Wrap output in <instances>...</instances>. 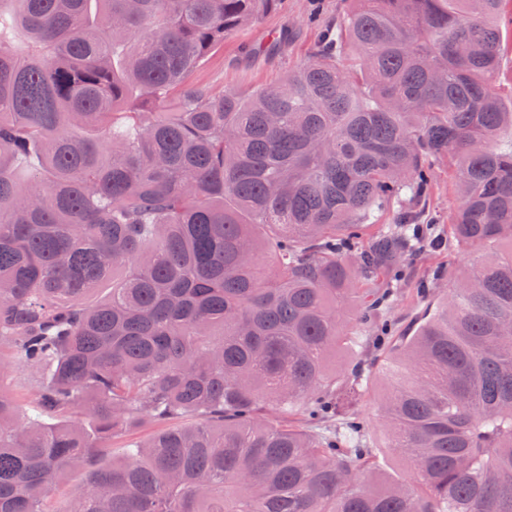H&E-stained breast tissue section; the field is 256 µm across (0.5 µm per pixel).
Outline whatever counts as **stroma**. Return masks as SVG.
Returning <instances> with one entry per match:
<instances>
[{"label": "stroma", "instance_id": "stroma-1", "mask_svg": "<svg viewBox=\"0 0 512 512\" xmlns=\"http://www.w3.org/2000/svg\"><path fill=\"white\" fill-rule=\"evenodd\" d=\"M353 7V0H280L275 11L225 37L223 48L195 72L194 78L216 89L239 93L279 83L288 72L310 59L330 24ZM286 27L294 29L293 38L277 51H266L268 38ZM455 204L456 195L448 182V166L443 163L435 173L430 198V209L440 221L436 239L424 243L422 253L405 258L399 279L383 277L378 282L379 287L395 286L400 290L389 313L393 335L407 332L420 315L423 304L417 288L429 287L435 297H442L448 291L449 278L468 261L448 237L446 223ZM387 357V351L368 344L357 346L353 363L370 373L359 407L369 424V439L383 472L390 477L405 478L409 470L404 460L386 445L382 402L387 389Z\"/></svg>", "mask_w": 512, "mask_h": 512}]
</instances>
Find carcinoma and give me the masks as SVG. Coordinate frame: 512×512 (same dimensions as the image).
Returning <instances> with one entry per match:
<instances>
[{
    "label": "carcinoma",
    "mask_w": 512,
    "mask_h": 512,
    "mask_svg": "<svg viewBox=\"0 0 512 512\" xmlns=\"http://www.w3.org/2000/svg\"><path fill=\"white\" fill-rule=\"evenodd\" d=\"M358 4L241 95L193 75L277 0H0V382L40 371L30 414L0 390V512L71 470L70 512H512V0ZM445 160L448 235L507 249L399 337L385 480L328 360L386 322ZM154 429L152 425L146 424L134 428L125 436L111 439L108 442L110 448L105 452L102 462L106 465L112 464V458H120L123 455V448L126 447L130 441L145 439L153 433Z\"/></svg>",
    "instance_id": "carcinoma-1"
}]
</instances>
